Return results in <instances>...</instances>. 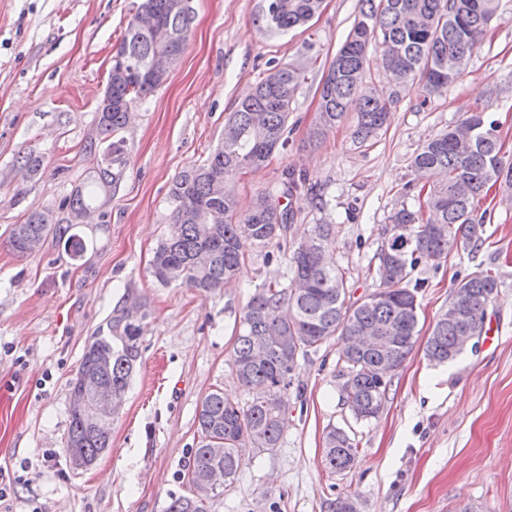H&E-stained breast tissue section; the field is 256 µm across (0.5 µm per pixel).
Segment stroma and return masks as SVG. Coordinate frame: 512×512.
<instances>
[{
	"label": "stroma",
	"instance_id": "1",
	"mask_svg": "<svg viewBox=\"0 0 512 512\" xmlns=\"http://www.w3.org/2000/svg\"><path fill=\"white\" fill-rule=\"evenodd\" d=\"M132 0H0V472L13 476L0 512H166L193 495L187 476L199 441L202 399L221 391L246 401L233 371L241 310L269 268L252 248L234 282L199 291L150 273L171 229L170 189L220 144L224 122L270 68L294 64L306 80L288 118V145L266 165L232 181L240 206L276 187L287 168L315 184L291 199L288 246L313 224L336 227L331 261L347 270L353 298L378 284L381 227L404 197L412 154L470 112L496 120L512 157V0H498L486 35L461 77L421 104L403 92L387 124L365 144L353 119L312 136L319 85L359 14L358 0H324L308 25L283 34L257 21L261 0H191L185 50L168 80L130 106L123 133L128 166L105 204L79 230L89 242L71 260L55 240L19 256L14 225L34 212H58L96 161L87 145ZM41 156L28 175L18 159ZM482 241L420 264L413 279L420 333L396 372L377 419L355 422L337 376L342 345L330 338L299 360L287 392L288 426L279 448L246 454L236 481L206 494L208 512H322L351 497L358 512H512V198L490 190ZM494 269L499 286L478 338L461 358L431 364L426 341L448 307L452 285ZM147 300L141 360L112 420V446L89 468L65 453L70 381L84 346L107 328L128 293ZM351 430L355 466L330 472L326 429Z\"/></svg>",
	"mask_w": 512,
	"mask_h": 512
}]
</instances>
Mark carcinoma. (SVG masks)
<instances>
[{"instance_id": "obj_1", "label": "carcinoma", "mask_w": 512, "mask_h": 512, "mask_svg": "<svg viewBox=\"0 0 512 512\" xmlns=\"http://www.w3.org/2000/svg\"><path fill=\"white\" fill-rule=\"evenodd\" d=\"M190 0H135L132 15L115 51L112 72L97 107V141L89 153L100 161L89 182L63 203L68 214L93 207L98 189L115 186L127 165L120 132L129 121L130 105L158 88L163 81L149 69L159 52H183L191 22ZM359 16L346 41L332 59L319 87L315 133L323 135L356 112L355 141L365 143L386 124L399 92H419L427 104L462 72L472 44L484 35L497 9V0H359ZM322 0H265L260 14L270 32H285L306 25ZM381 47L385 70L395 91L383 94L366 79L368 52ZM304 81L303 71L285 64L258 81L224 124L220 145L201 166L184 171L170 190L173 224L169 236L154 252L155 279L168 285L211 291L224 287L236 275L250 247H281L294 221L292 207L281 198L293 195L305 175L293 169L282 173L280 186L256 196L243 213L238 200L224 190L225 183L246 169L266 164L277 147H285L288 117L295 94ZM429 191L418 208L403 204L388 216L377 253L378 285L362 301L350 300L349 281L339 268L325 262L335 241V225L315 224L309 239L288 256V271L299 274L301 287L272 272L255 288L244 306L233 354L235 377L248 395L240 404L221 391L201 401L199 442L188 481L197 486L219 481L221 493L232 485L248 451L279 447L287 424L284 392L293 385L297 360L331 336L343 340L373 332L392 341L378 348L346 347L338 376L351 371L356 382L343 392L357 422L378 417L394 373L413 351L419 330L417 294L423 283L411 273L421 263H435L454 250L482 240L487 211L481 201L488 189L499 185L512 196V158L502 153L495 121L472 112L459 124L418 150L410 162ZM67 217L44 212L30 214L13 227L10 246L18 254L34 253L30 241L48 236L63 244L72 259L85 256V238ZM466 289L461 310L468 325L482 333L486 309L497 293L498 277L491 269L477 271L454 284L452 295ZM146 302L129 297L113 310L112 335H97L84 347L79 367L70 381L89 377L112 389V398L125 399L141 357V321ZM460 329L440 314L425 345L431 362L460 357ZM106 359L105 367L98 360ZM111 447L110 432H95L84 413L69 409L66 452H78L93 461ZM329 470L345 472L356 462L355 439L341 427L324 436ZM166 512H206L200 497L171 500Z\"/></svg>"}]
</instances>
